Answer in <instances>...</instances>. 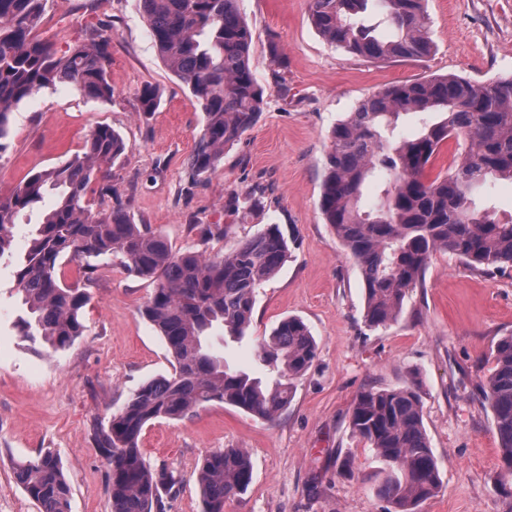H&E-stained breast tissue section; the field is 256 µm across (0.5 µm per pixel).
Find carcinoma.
<instances>
[{"label": "carcinoma", "mask_w": 512, "mask_h": 512, "mask_svg": "<svg viewBox=\"0 0 512 512\" xmlns=\"http://www.w3.org/2000/svg\"><path fill=\"white\" fill-rule=\"evenodd\" d=\"M45 0H0V151L12 111L22 101L72 84L93 101L112 99L108 79L112 35L102 24L61 56L40 37ZM140 11L163 64L189 89L203 113V129L188 159L194 181L217 168L224 150L257 123L264 91L251 66L252 32L239 0H139ZM311 0L310 21L325 41L374 64L418 59L434 51L425 0ZM157 88L140 93V111L155 112ZM421 124L411 137L396 135L401 117ZM321 185L320 210L362 277L364 321L370 328L398 322L409 292L423 286L433 253L448 252L469 268L493 274L512 268V217L500 220L473 207L472 196L492 179L512 181V76L479 83L445 74L392 82L362 99L336 121ZM448 170L433 172L449 141ZM123 137L96 126L83 152L22 178L0 196V260L14 254L20 212L44 194L54 207L27 241L17 262L15 288L29 316L21 336L54 351L83 336L85 289L67 281L64 265L78 263L92 280V261L110 259L128 274L150 279L153 293L141 315L162 336L173 371L135 390L92 438L106 456L113 512H154L161 494L177 484L173 472L155 469L141 449L147 424L183 419L210 402L273 420L291 404L296 382L312 367L317 343L300 318L281 320L257 346L267 376L224 367L211 333L240 339L249 328L256 293L290 257L279 226L267 224L231 254L172 250L168 240L134 223L107 183L124 155ZM378 185L371 203L364 190ZM103 208L93 211V195ZM207 243L222 236L219 224L192 226ZM489 373L479 385L492 413L504 474L512 477V332L492 346ZM353 437L381 463L372 490L386 512H417L441 487L437 458L424 426L419 396L410 386L370 387L349 411ZM22 489L40 512H70L71 487L51 451L14 463ZM253 478L249 455L223 448L198 467L202 512H224Z\"/></svg>", "instance_id": "carcinoma-1"}]
</instances>
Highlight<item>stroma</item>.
<instances>
[{"mask_svg":"<svg viewBox=\"0 0 512 512\" xmlns=\"http://www.w3.org/2000/svg\"><path fill=\"white\" fill-rule=\"evenodd\" d=\"M252 31L251 63L264 87L255 127L227 148L217 169L189 182L187 161L203 113L188 88L160 60L139 0H47L39 27L57 52L87 30L112 27L110 101L57 85L21 103L0 151V195L24 176L81 153L106 124L125 140L111 183L135 223L160 232L173 249L231 252L261 225L277 224L291 256L259 288L248 333L215 351L233 371H255V347L283 318H301L317 357L297 383L291 405L266 420L212 402L181 420L146 425L142 448L152 466L178 483L163 512H201L197 469L220 448H242L253 480L224 512H385L369 490L376 462L352 437L349 410L369 386H411L438 460L442 486L418 512H512V483L501 475L492 414L477 398L491 343L512 332V270L486 275L455 256L434 254L423 287L410 292L399 321L369 328L363 283L319 209L329 132L381 86L431 75L476 82L512 76V0H427L433 54L376 65L328 44L309 18V0H241ZM278 60H271L270 45ZM162 104L139 110L144 86ZM263 189L264 208L232 214V194ZM197 224H227L226 237L200 243ZM14 264H0V512H38L14 478L12 463L50 450L71 486V512H112L110 469L91 429L108 424L131 393L172 371L171 357L140 309L152 286L118 264L100 262L87 285L86 331L68 349L24 341ZM350 457L347 469L338 460Z\"/></svg>","mask_w":512,"mask_h":512,"instance_id":"1","label":"stroma"}]
</instances>
